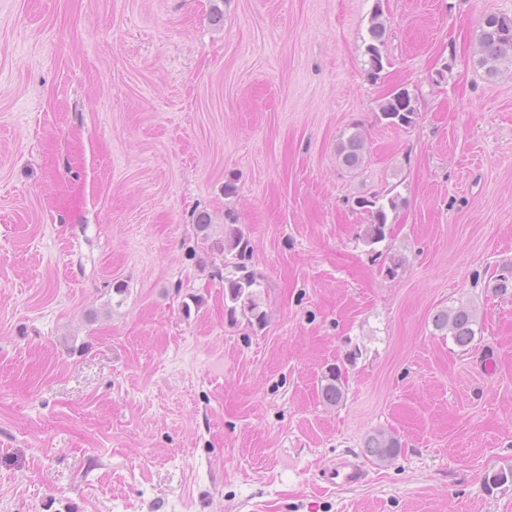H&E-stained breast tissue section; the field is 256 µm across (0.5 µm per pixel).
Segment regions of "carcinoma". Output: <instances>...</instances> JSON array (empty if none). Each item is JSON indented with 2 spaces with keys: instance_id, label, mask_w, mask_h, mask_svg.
Returning <instances> with one entry per match:
<instances>
[{
  "instance_id": "obj_1",
  "label": "carcinoma",
  "mask_w": 512,
  "mask_h": 512,
  "mask_svg": "<svg viewBox=\"0 0 512 512\" xmlns=\"http://www.w3.org/2000/svg\"><path fill=\"white\" fill-rule=\"evenodd\" d=\"M385 36L386 27L380 21V14H372L367 36L362 38V47L369 66L368 74L373 79L378 78L384 71L385 64L389 63L383 53ZM478 48V65L487 75H495L502 65H512V17L490 14L483 18L478 30ZM417 116V97L404 88L389 94L380 105L379 119L390 127H411ZM336 152L345 166H359L364 152L362 133L356 129L340 137ZM356 205L371 216V222L363 234L365 245L373 246L385 240L390 233V225L394 223L392 216L397 214L400 207L399 196L392 194L389 189L370 198H359ZM220 252L224 255V269L216 270V275L224 279V312L227 319L234 323L241 317L253 326L264 327L267 314L262 309L261 281L248 265L252 249L241 229L233 224L224 225V246L220 248ZM493 292L500 296L512 293L511 268L504 267L495 276ZM476 325L477 318L473 311L463 306L441 310L433 320L435 329L449 333L459 347L474 344ZM320 393L325 405L336 406L340 403L344 397L341 368L334 364L328 367L321 378ZM401 451L399 440L385 431H377L365 441V453L378 462L392 459Z\"/></svg>"
}]
</instances>
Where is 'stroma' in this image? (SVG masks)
<instances>
[{"mask_svg":"<svg viewBox=\"0 0 512 512\" xmlns=\"http://www.w3.org/2000/svg\"><path fill=\"white\" fill-rule=\"evenodd\" d=\"M490 13L512 0H0V512H512V484H484L512 465V296L488 286L512 265V69L474 63ZM400 88L419 116L398 129L378 115ZM391 187L393 234L367 246L356 200ZM228 224L261 329L224 316ZM459 305L466 350L433 327ZM377 430L402 444L380 465ZM344 458L365 481L325 487ZM380 16L378 13L372 14L367 28V36L362 38L363 54L367 57L368 74L372 79H377L384 71L385 64L389 63L388 58L383 53L386 27L380 21ZM347 136L342 135L336 144V152L345 166L354 168L359 166L363 160L364 139L358 128ZM342 370L335 364L328 367L321 378L320 393L322 401L327 406H336L344 397Z\"/></svg>","mask_w":512,"mask_h":512,"instance_id":"35a3bbf8","label":"stroma"}]
</instances>
